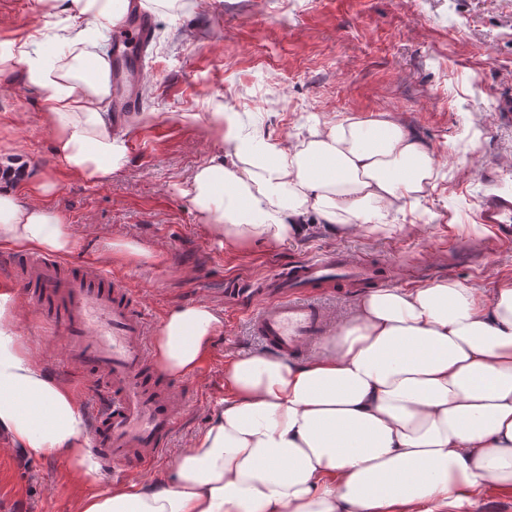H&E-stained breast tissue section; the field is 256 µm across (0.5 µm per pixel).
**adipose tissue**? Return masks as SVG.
Masks as SVG:
<instances>
[{"label": "adipose tissue", "mask_w": 512, "mask_h": 512, "mask_svg": "<svg viewBox=\"0 0 512 512\" xmlns=\"http://www.w3.org/2000/svg\"><path fill=\"white\" fill-rule=\"evenodd\" d=\"M66 15L61 51L36 34L0 38V75L21 71L42 95L41 121L67 170L96 184L127 163L114 125L110 61L89 34L111 29L125 0H37ZM199 120L219 150L179 188L211 239L268 250L319 223L334 234L390 231L433 175L428 148L392 113L344 120L282 146ZM0 161V247L71 254L79 236L40 178L18 191ZM22 304L0 292V452L67 456L91 486L75 512H460L512 490V281L485 293L440 281L364 294L325 349L303 362L242 356L224 366L226 395L208 426L155 484L106 485L73 391L48 375L21 329ZM224 328L210 305H172L155 357L194 375Z\"/></svg>", "instance_id": "ef3b65f1"}]
</instances>
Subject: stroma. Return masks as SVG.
<instances>
[{
    "mask_svg": "<svg viewBox=\"0 0 512 512\" xmlns=\"http://www.w3.org/2000/svg\"><path fill=\"white\" fill-rule=\"evenodd\" d=\"M65 16H42L35 0H0V34L39 31L55 43ZM142 55L150 94L147 120L132 129L128 163L109 183L69 175L40 123L39 92L20 73L0 78V150L26 157L57 191L49 206L80 232L71 255L128 278L148 324L158 328L176 303L217 307L224 329L197 373L176 395L184 405L162 456L125 482L153 483L209 420L224 396V365L266 349L249 328L263 304L258 284L306 259L336 251L370 261L381 287L415 288L448 279L493 290L512 280V247L498 246L479 221L488 196L512 198V0H196L154 17ZM232 113L241 135L273 143L306 139L326 121L368 122L398 114L431 151L433 178L414 211L393 216L397 231L307 236L266 252L215 243L176 186L214 152L182 112ZM133 237L162 253L158 263L107 261L106 240ZM24 336L45 370L68 385L87 416L98 404L87 380L63 361L60 334L34 311ZM86 487L70 460L24 461L0 454V512H74Z\"/></svg>",
    "mask_w": 512,
    "mask_h": 512,
    "instance_id": "obj_1",
    "label": "stroma"
}]
</instances>
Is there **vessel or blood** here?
I'll use <instances>...</instances> for the list:
<instances>
[{"label":"vessel or blood","instance_id":"obj_1","mask_svg":"<svg viewBox=\"0 0 512 512\" xmlns=\"http://www.w3.org/2000/svg\"><path fill=\"white\" fill-rule=\"evenodd\" d=\"M153 30L152 18L129 0L122 23L112 30V103L117 124H125L140 101L139 45ZM480 221L502 245H512V200L489 196ZM14 279L41 323L60 329L66 359L90 368L109 394L91 427L94 446L105 467L144 468L166 449L181 406L172 383L151 360L148 323L127 278L59 258L27 255L15 263ZM376 273L344 252L293 265L262 285L266 302L251 317V329L266 348L288 358L309 349L327 334L329 310L312 292L334 283L369 285Z\"/></svg>","mask_w":512,"mask_h":512}]
</instances>
